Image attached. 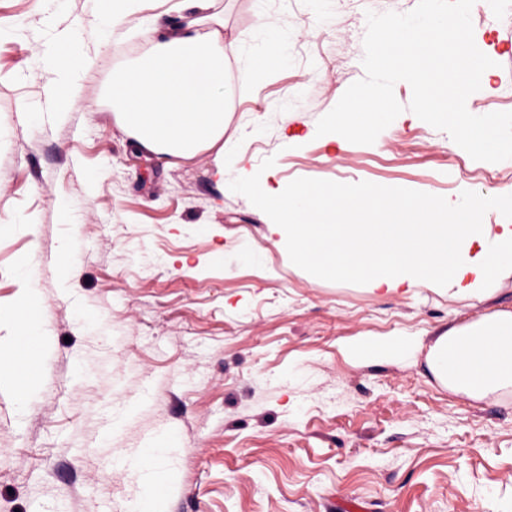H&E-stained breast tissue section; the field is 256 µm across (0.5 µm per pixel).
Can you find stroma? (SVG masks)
Here are the masks:
<instances>
[{"label":"stroma","instance_id":"stroma-1","mask_svg":"<svg viewBox=\"0 0 512 512\" xmlns=\"http://www.w3.org/2000/svg\"><path fill=\"white\" fill-rule=\"evenodd\" d=\"M418 0H218L234 44L224 182L212 155L133 154L108 91L147 28L194 20L186 0H141L109 27L100 0H0V353L11 312L35 293L46 336L37 383L18 401L0 376V512H139V458L168 479L159 512H512V392L475 400L430 371L448 327L512 310V275L483 301L426 284L405 296L315 278L273 233L263 193L304 184L404 189L441 200L479 192L487 224L512 221V188L442 130L403 112L374 144L317 136L365 75L366 14ZM474 41L494 62L469 96L512 111V0H487ZM277 71L250 62L270 31ZM76 39L90 59L66 112L47 109L56 72L39 53ZM68 214H61L60 203ZM415 336L397 360L362 361L366 336Z\"/></svg>","mask_w":512,"mask_h":512}]
</instances>
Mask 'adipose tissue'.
<instances>
[{"label":"adipose tissue","mask_w":512,"mask_h":512,"mask_svg":"<svg viewBox=\"0 0 512 512\" xmlns=\"http://www.w3.org/2000/svg\"><path fill=\"white\" fill-rule=\"evenodd\" d=\"M204 15L174 31L150 30L149 49L112 79L110 96L119 128L138 149L191 160L212 152L213 174L224 176V97L232 48L223 23L210 16L211 0H193ZM58 74L50 95L66 111L77 89L72 74L86 63L74 41L54 44L46 55ZM278 233L287 234L295 260L322 279L354 280L371 291L407 295L417 282L455 298L481 300L512 272V224H479L482 199L441 201L396 189L340 185L297 186L274 195ZM14 316L18 338L0 358V375L17 382L21 338L37 339L41 327L32 302ZM417 343L410 336L364 337L348 351L358 359L400 358ZM428 365L454 392L472 399L512 388V311L497 310L436 337Z\"/></svg>","instance_id":"ef3b65f1"}]
</instances>
